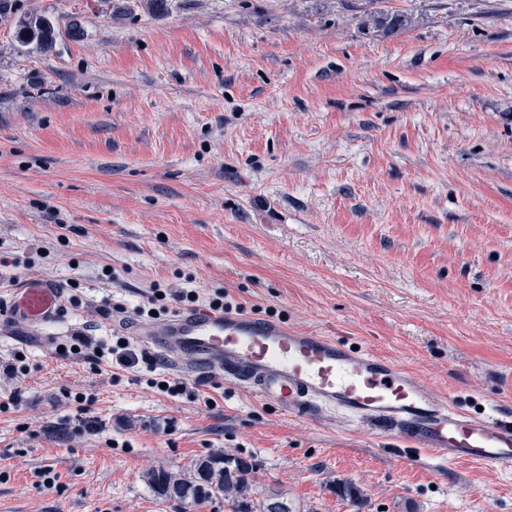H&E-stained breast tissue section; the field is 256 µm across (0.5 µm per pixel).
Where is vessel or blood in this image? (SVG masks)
Returning <instances> with one entry per match:
<instances>
[{
  "label": "vessel or blood",
  "mask_w": 512,
  "mask_h": 512,
  "mask_svg": "<svg viewBox=\"0 0 512 512\" xmlns=\"http://www.w3.org/2000/svg\"><path fill=\"white\" fill-rule=\"evenodd\" d=\"M65 304L59 288L21 281L0 320L45 326ZM192 375L247 386L259 400L301 417L333 414L388 427L412 446L448 462L470 461L512 471V416H475L430 397L424 382L371 348L299 332L246 312L196 306L130 328Z\"/></svg>",
  "instance_id": "vessel-or-blood-1"
}]
</instances>
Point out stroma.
I'll list each match as a JSON object with an SVG mask.
<instances>
[{"instance_id": "35a3bbf8", "label": "stroma", "mask_w": 512, "mask_h": 512, "mask_svg": "<svg viewBox=\"0 0 512 512\" xmlns=\"http://www.w3.org/2000/svg\"><path fill=\"white\" fill-rule=\"evenodd\" d=\"M36 13L78 38L21 46ZM404 25L374 29L371 17ZM111 268L113 279L99 278ZM0 512H231L157 497L149 470L225 451L290 512H512V471L381 427L296 418L156 359L122 371L72 335L128 337L154 284L367 346L473 414L512 411V0H15L0 21ZM187 381L159 392L150 379ZM93 432L71 435L75 394ZM51 471L53 486L40 485ZM0 307V320L27 326H46L58 320L65 304L60 288L40 280H23Z\"/></svg>"}]
</instances>
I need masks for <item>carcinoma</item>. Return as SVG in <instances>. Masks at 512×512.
Here are the masks:
<instances>
[{
    "label": "carcinoma",
    "mask_w": 512,
    "mask_h": 512,
    "mask_svg": "<svg viewBox=\"0 0 512 512\" xmlns=\"http://www.w3.org/2000/svg\"><path fill=\"white\" fill-rule=\"evenodd\" d=\"M60 30L47 18L29 15L18 22L17 38L21 45H33L42 53L54 50ZM255 463L225 454H210L195 460L187 473L154 469L147 482L158 497L178 502L199 503L224 496L231 501L233 512H289L286 502L269 496L253 507L251 477Z\"/></svg>",
    "instance_id": "obj_1"
}]
</instances>
